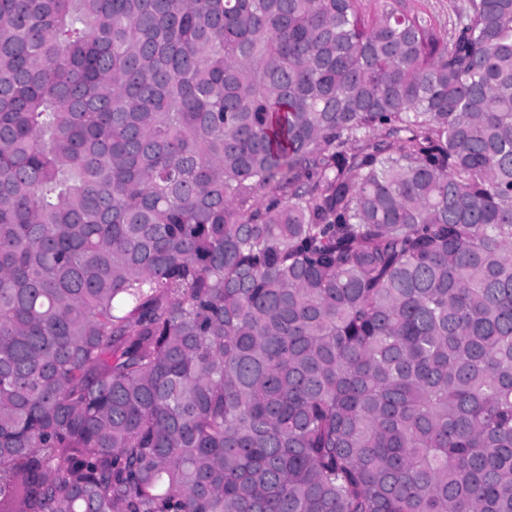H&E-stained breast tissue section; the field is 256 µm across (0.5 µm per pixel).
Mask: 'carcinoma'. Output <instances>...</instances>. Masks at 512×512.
<instances>
[{
    "label": "carcinoma",
    "instance_id": "cac0c4a2",
    "mask_svg": "<svg viewBox=\"0 0 512 512\" xmlns=\"http://www.w3.org/2000/svg\"><path fill=\"white\" fill-rule=\"evenodd\" d=\"M0 0V512H512V0ZM410 9H422L432 15L441 29H448V23L455 19L456 11L465 7L466 0H404Z\"/></svg>",
    "mask_w": 512,
    "mask_h": 512
}]
</instances>
